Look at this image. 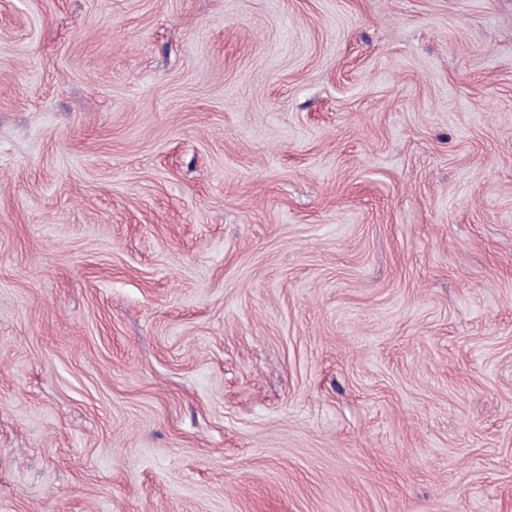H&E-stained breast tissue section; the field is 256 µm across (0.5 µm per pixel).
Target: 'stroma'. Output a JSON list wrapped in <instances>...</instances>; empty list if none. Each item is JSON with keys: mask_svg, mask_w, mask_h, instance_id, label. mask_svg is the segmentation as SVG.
Wrapping results in <instances>:
<instances>
[{"mask_svg": "<svg viewBox=\"0 0 512 512\" xmlns=\"http://www.w3.org/2000/svg\"><path fill=\"white\" fill-rule=\"evenodd\" d=\"M0 512H512V0H0Z\"/></svg>", "mask_w": 512, "mask_h": 512, "instance_id": "1", "label": "stroma"}]
</instances>
